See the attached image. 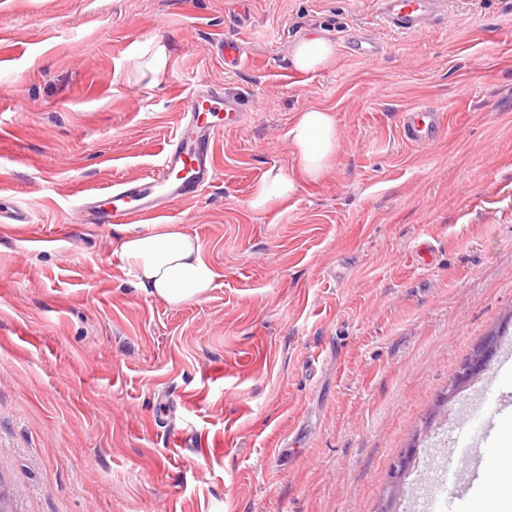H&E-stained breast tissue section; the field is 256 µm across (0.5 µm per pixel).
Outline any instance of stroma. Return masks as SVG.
Here are the masks:
<instances>
[{
  "label": "stroma",
  "instance_id": "35a3bbf8",
  "mask_svg": "<svg viewBox=\"0 0 512 512\" xmlns=\"http://www.w3.org/2000/svg\"><path fill=\"white\" fill-rule=\"evenodd\" d=\"M0 480L16 512H378L387 471L464 419L441 398L512 313V0H447L422 32L374 0H6L0 28ZM316 33L334 64L302 74ZM363 33L383 52L354 54ZM237 39L239 66L211 47ZM245 102L217 176L163 221L217 278L172 307L137 288L77 194L154 167L197 80ZM445 115L431 147L398 119ZM337 118L316 184L264 212L300 110ZM435 247L430 264L418 239ZM336 57V46L329 39L313 34L300 39L294 46L291 64L305 74L317 73L330 67Z\"/></svg>",
  "mask_w": 512,
  "mask_h": 512
}]
</instances>
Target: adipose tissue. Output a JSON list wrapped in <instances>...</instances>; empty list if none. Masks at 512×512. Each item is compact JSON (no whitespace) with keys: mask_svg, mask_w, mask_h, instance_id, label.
<instances>
[{"mask_svg":"<svg viewBox=\"0 0 512 512\" xmlns=\"http://www.w3.org/2000/svg\"><path fill=\"white\" fill-rule=\"evenodd\" d=\"M335 57L334 43L313 34L296 43L291 64L298 72L311 74L330 67ZM336 129V115L331 110L310 107L299 112L287 132L295 172L269 169L249 200L250 208L267 210L288 200L299 182H319L336 157ZM114 244L121 261L132 270L137 287L171 306L200 299L217 277L199 238L179 224H149L140 230L120 227Z\"/></svg>","mask_w":512,"mask_h":512,"instance_id":"ef3b65f1","label":"adipose tissue"}]
</instances>
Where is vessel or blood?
<instances>
[{"label": "vessel or blood", "mask_w": 512, "mask_h": 512, "mask_svg": "<svg viewBox=\"0 0 512 512\" xmlns=\"http://www.w3.org/2000/svg\"><path fill=\"white\" fill-rule=\"evenodd\" d=\"M444 0H377L385 25L402 32L428 29L440 16ZM239 101L222 85L193 86L185 101L182 121L162 148L154 169L146 176L119 181L105 194L78 197L72 221L76 224H135L158 218L172 205L196 200L215 175V142L224 129L244 123ZM445 127L443 113L414 106L402 111V139L415 147L431 146ZM469 480L490 478L492 457L482 450L465 454Z\"/></svg>", "instance_id": "1"}]
</instances>
